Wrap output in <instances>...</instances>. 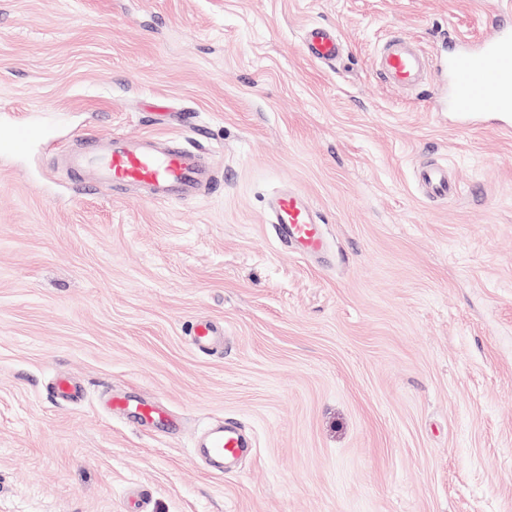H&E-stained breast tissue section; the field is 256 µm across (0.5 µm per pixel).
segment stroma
I'll return each instance as SVG.
<instances>
[{"mask_svg":"<svg viewBox=\"0 0 512 512\" xmlns=\"http://www.w3.org/2000/svg\"><path fill=\"white\" fill-rule=\"evenodd\" d=\"M496 18V0H0V116L45 130L0 156V512H512V137L449 124L437 67L443 38ZM312 23L336 28V64L304 55ZM398 34L433 66L413 97L373 66ZM113 133L185 137L220 183L149 202L54 168ZM427 160L455 199L425 197ZM286 185L322 216V261L265 222ZM201 319L223 349H194ZM59 374L81 401L51 398ZM112 389L180 429L111 417ZM231 420L252 446L219 475L196 440Z\"/></svg>","mask_w":512,"mask_h":512,"instance_id":"obj_1","label":"stroma"}]
</instances>
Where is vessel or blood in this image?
Returning <instances> with one entry per match:
<instances>
[{
	"mask_svg": "<svg viewBox=\"0 0 512 512\" xmlns=\"http://www.w3.org/2000/svg\"><path fill=\"white\" fill-rule=\"evenodd\" d=\"M501 19L475 41L455 39L448 49V109L457 117L476 113L499 117L498 132L512 134V0H501ZM302 49L313 62L329 63L342 51L334 26L314 24L303 36ZM377 66L384 81L397 88L419 90L423 83L425 58L422 51L401 36L386 39L377 55ZM37 132L34 125L18 121L0 133V155L25 153ZM67 170L77 174L82 189L109 187L120 190L137 187L146 199L155 202H188L206 189L215 187L218 174L203 149L186 140L152 135L102 136L93 152L70 155ZM425 194L448 199L457 188L448 178L447 166L429 162L418 171ZM268 221L277 239L290 251L305 257L326 253L328 241L323 220L311 199L300 189L286 186L268 203ZM220 331L208 321L196 322L193 343L207 353L216 347ZM108 411L116 416L133 417L137 424L158 429H176L167 409L151 398L132 399L120 391L105 399ZM206 455L221 462L237 457L249 441L245 431L234 424L210 427L200 442Z\"/></svg>",
	"mask_w": 512,
	"mask_h": 512,
	"instance_id": "b4317fda",
	"label": "vessel or blood"
}]
</instances>
